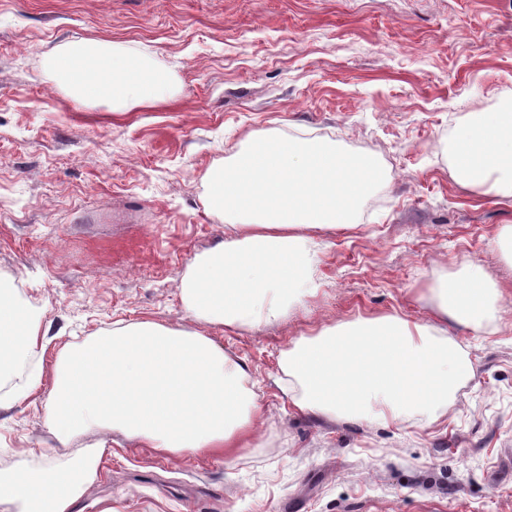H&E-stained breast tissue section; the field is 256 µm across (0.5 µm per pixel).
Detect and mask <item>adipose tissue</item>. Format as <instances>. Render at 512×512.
Masks as SVG:
<instances>
[{"mask_svg": "<svg viewBox=\"0 0 512 512\" xmlns=\"http://www.w3.org/2000/svg\"><path fill=\"white\" fill-rule=\"evenodd\" d=\"M74 101L109 100L116 111L164 101L167 78L146 59L86 40L50 62ZM455 171L466 185L494 183L512 197V113L477 112L454 142ZM370 158L324 145L256 139L232 166L208 176V203L234 217L232 236L195 258L181 283L184 305L209 323L242 328L288 308L289 290L309 283L305 229L350 224L377 178ZM495 288L463 264L438 290V308L455 322L493 320ZM44 348L39 322L0 299V382ZM281 370L302 389L300 409L329 418L397 421L403 410L429 412L447 398L471 363L448 337L398 315L360 319L302 337L283 353ZM247 369L209 336L140 321L69 348L56 362L46 401L60 442L94 424H111L131 442L167 454L232 452L250 445L260 413L246 389ZM104 443L88 445L67 470L34 469L25 460L0 471V512H73L97 481Z\"/></svg>", "mask_w": 512, "mask_h": 512, "instance_id": "obj_1", "label": "adipose tissue"}]
</instances>
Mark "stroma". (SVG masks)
Returning <instances> with one entry per match:
<instances>
[{
  "label": "stroma",
  "instance_id": "obj_1",
  "mask_svg": "<svg viewBox=\"0 0 512 512\" xmlns=\"http://www.w3.org/2000/svg\"><path fill=\"white\" fill-rule=\"evenodd\" d=\"M81 40L146 58L170 100L77 105L48 62ZM509 111L512 0H0V279L45 333L17 374L40 386L0 406V469H65L100 440L76 512H512V260L494 243L512 197L463 185L449 153L472 113ZM267 135L372 156L379 178L354 226L312 230L316 285L283 316L195 320L178 285L232 232L208 174ZM464 262L503 292L495 328L438 316ZM388 314L472 363L437 416L334 420L277 385L301 337ZM139 321L205 332L247 365L264 418L251 447L162 454L108 424L55 438L58 356Z\"/></svg>",
  "mask_w": 512,
  "mask_h": 512
}]
</instances>
